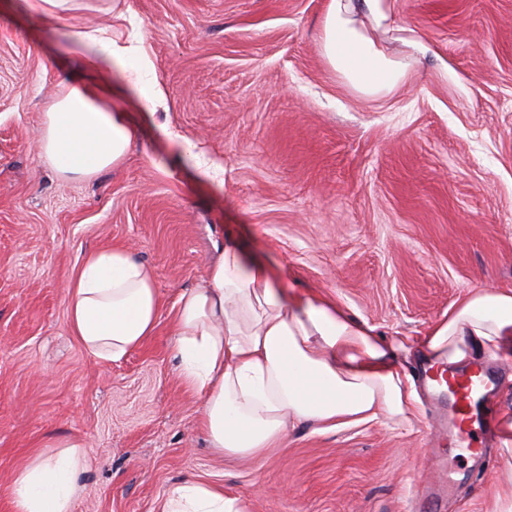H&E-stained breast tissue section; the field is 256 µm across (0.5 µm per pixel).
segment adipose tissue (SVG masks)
<instances>
[{
    "label": "adipose tissue",
    "mask_w": 512,
    "mask_h": 512,
    "mask_svg": "<svg viewBox=\"0 0 512 512\" xmlns=\"http://www.w3.org/2000/svg\"><path fill=\"white\" fill-rule=\"evenodd\" d=\"M27 14L60 31L80 74L42 117L41 156L63 178L90 179L121 163L138 141L129 111L154 115L165 98L142 34L78 24L92 8L126 20L112 0H25ZM390 0H328L318 22L322 56L359 94L379 97L409 64L373 37L388 27ZM73 335L95 358L118 361L155 332L161 298L152 269L127 247L89 252L66 286ZM184 386L200 396V426L212 448L257 457L300 423L327 433L380 419L412 422L415 381L397 361L409 347L385 341L335 302L290 288L266 260L225 242L201 287L184 291L172 325ZM436 365L485 353L512 358V290L469 293L420 346ZM88 465L80 440L59 442L19 466L9 485L13 512H73ZM158 512H240L219 483L170 485Z\"/></svg>",
    "instance_id": "obj_1"
}]
</instances>
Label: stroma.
<instances>
[{
	"label": "stroma",
	"mask_w": 512,
	"mask_h": 512,
	"mask_svg": "<svg viewBox=\"0 0 512 512\" xmlns=\"http://www.w3.org/2000/svg\"><path fill=\"white\" fill-rule=\"evenodd\" d=\"M327 2L123 0L166 104L131 113L139 145L120 165L65 180L40 157L41 121L78 62L24 0H0V512L13 470L65 439L89 446L73 512H154L187 479L223 484L242 512H418L444 464L456 484L430 512H485L507 460L491 440L470 463L439 435L447 400L422 395L410 426L303 424L236 458L211 448L177 375L172 308L228 239L415 347L469 289H512V0H391L385 51H426L377 98L322 58ZM113 246L154 269L163 300L154 335L117 362L87 352L65 303L85 255ZM159 130L169 142L180 145L183 148L184 152L194 162V168L201 180L207 182H217L219 185L223 184V178H220L223 172L219 165L215 163H209L208 160L201 157L198 153H194L192 151L191 142L185 137L172 131L168 126L160 125Z\"/></svg>",
	"instance_id": "obj_1"
}]
</instances>
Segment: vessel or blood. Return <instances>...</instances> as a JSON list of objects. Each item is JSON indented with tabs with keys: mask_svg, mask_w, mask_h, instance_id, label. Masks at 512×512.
Returning a JSON list of instances; mask_svg holds the SVG:
<instances>
[{
	"mask_svg": "<svg viewBox=\"0 0 512 512\" xmlns=\"http://www.w3.org/2000/svg\"><path fill=\"white\" fill-rule=\"evenodd\" d=\"M426 375L437 384L447 385L454 397L453 423L459 439L472 456L481 457V443L486 425L481 417L474 414L472 401L476 393L493 382V375L483 368L462 377L441 372L436 368L428 369Z\"/></svg>",
	"mask_w": 512,
	"mask_h": 512,
	"instance_id": "obj_1",
	"label": "vessel or blood"
}]
</instances>
